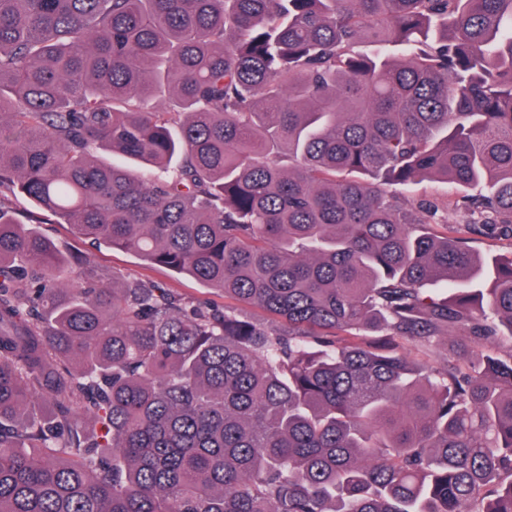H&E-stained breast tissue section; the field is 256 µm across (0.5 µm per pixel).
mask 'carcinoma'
I'll return each mask as SVG.
<instances>
[{
	"label": "carcinoma",
	"mask_w": 512,
	"mask_h": 512,
	"mask_svg": "<svg viewBox=\"0 0 512 512\" xmlns=\"http://www.w3.org/2000/svg\"><path fill=\"white\" fill-rule=\"evenodd\" d=\"M426 179L512 238V0H0V512H512V251ZM406 197L415 206L433 203L438 209L437 217L440 222L438 230L443 231L444 224L458 226L469 224V215L460 207L458 194L449 185L437 181H423L403 190ZM12 206L25 221L30 215L37 216L41 223L29 225L58 246L66 255L68 265L74 270L79 269L87 259L103 272L112 274L113 271L128 278L158 283L189 303L220 309L225 306L258 320L268 318L259 309L244 307L232 299H224L221 292L207 288L187 275H175L162 267L147 264L131 252L103 245L93 247L78 237L68 224H55L51 216L32 208L22 199L14 200ZM473 237V246L480 252L483 253H507L511 250L512 239L504 236H476L468 235Z\"/></svg>",
	"instance_id": "1"
}]
</instances>
